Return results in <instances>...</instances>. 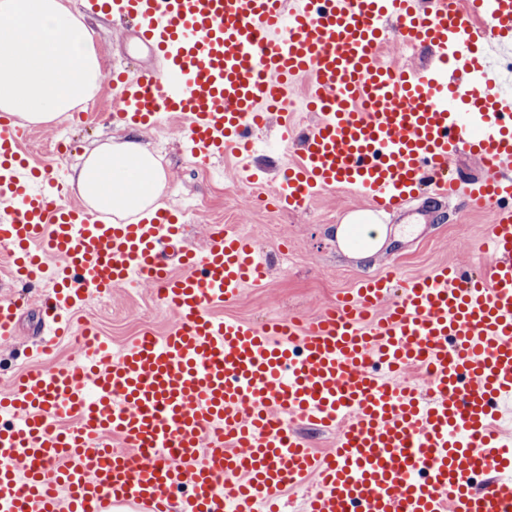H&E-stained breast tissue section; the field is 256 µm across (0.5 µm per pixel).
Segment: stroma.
<instances>
[{"label": "stroma", "instance_id": "35a3bbf8", "mask_svg": "<svg viewBox=\"0 0 512 512\" xmlns=\"http://www.w3.org/2000/svg\"><path fill=\"white\" fill-rule=\"evenodd\" d=\"M84 16L94 31L95 49L105 61L99 92L76 110L42 124L26 143L31 156L41 160L52 153L56 141H64L69 146L62 161L67 172L81 164L90 150L130 133L129 125L112 116L113 68L124 65L134 73L149 74L159 66L158 59L134 37L130 21ZM292 121L293 141H282L281 131L274 123L260 133L267 147L254 154L253 160L266 171L269 183H277L288 164L296 160L299 142L314 117L301 111L293 113ZM183 133L182 125L176 121L140 131L167 176L168 187L158 200L159 206L188 207V245L203 248L210 225L232 224L253 239L270 263L269 287L244 289L237 301L219 307L220 315L247 323L282 315L309 322L360 280L391 269L404 280L446 263L464 264L481 256L491 213L473 207L466 195L449 200L420 195L401 208L380 212L389 233L372 257L362 259L344 253L335 235L337 225L347 214L364 209L363 202L352 192L327 190L301 209L267 208L254 202L250 188L237 181L238 160L234 155L206 163L197 161L185 153ZM109 302V313L101 315L97 312V296H88L75 310L73 321L95 326L101 337L116 348L147 330L164 335L173 320L148 283L113 289ZM41 320L39 300L31 298L21 307L14 339L0 342V392L6 390L11 373L23 365L26 348L38 340Z\"/></svg>", "mask_w": 512, "mask_h": 512}]
</instances>
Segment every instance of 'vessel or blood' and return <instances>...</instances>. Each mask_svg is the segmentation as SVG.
I'll return each mask as SVG.
<instances>
[{
	"label": "vessel or blood",
	"instance_id": "obj_1",
	"mask_svg": "<svg viewBox=\"0 0 512 512\" xmlns=\"http://www.w3.org/2000/svg\"><path fill=\"white\" fill-rule=\"evenodd\" d=\"M130 18L161 71L112 77L120 120L178 118L184 148L237 153L262 190L254 131L277 121L298 81L316 120L273 192L303 207L346 188L369 208L417 189L447 196L450 161L483 169L481 272L460 266L362 281L314 321L260 325L212 314L270 266L229 224L203 250L171 249L181 213L115 224L70 198L58 166L30 158L29 126L0 113V244L11 277L43 289L53 339L88 293L147 281L174 322L121 350L100 337L78 359L29 367L0 394V512H286L284 486L315 478L303 512H512V99L490 59L512 48V0H83ZM392 42L431 52L404 69ZM461 70L450 81L446 71ZM20 304L0 300V339ZM421 371L428 387L409 378ZM336 429L333 449L300 427Z\"/></svg>",
	"mask_w": 512,
	"mask_h": 512
}]
</instances>
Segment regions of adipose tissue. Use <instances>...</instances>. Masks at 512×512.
Returning a JSON list of instances; mask_svg holds the SVG:
<instances>
[{
	"instance_id": "1",
	"label": "adipose tissue",
	"mask_w": 512,
	"mask_h": 512,
	"mask_svg": "<svg viewBox=\"0 0 512 512\" xmlns=\"http://www.w3.org/2000/svg\"><path fill=\"white\" fill-rule=\"evenodd\" d=\"M101 71L92 30L62 0H0V112L53 121L96 96ZM76 181L87 206L121 218L147 212L166 186L137 140L92 151Z\"/></svg>"
}]
</instances>
